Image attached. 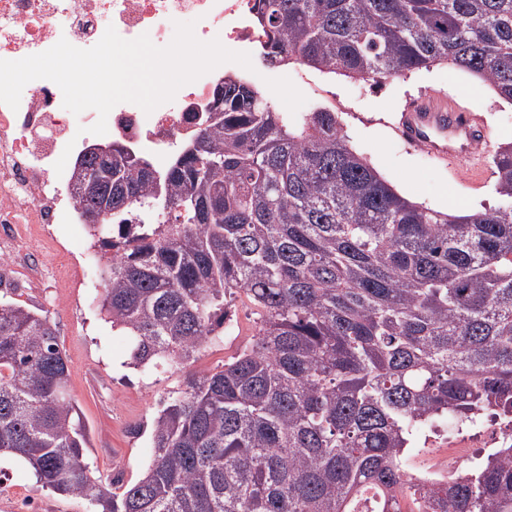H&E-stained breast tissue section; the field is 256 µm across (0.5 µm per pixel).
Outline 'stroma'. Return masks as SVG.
Masks as SVG:
<instances>
[{
  "instance_id": "35a3bbf8",
  "label": "stroma",
  "mask_w": 512,
  "mask_h": 512,
  "mask_svg": "<svg viewBox=\"0 0 512 512\" xmlns=\"http://www.w3.org/2000/svg\"><path fill=\"white\" fill-rule=\"evenodd\" d=\"M251 59L254 70L248 79L274 105L295 112L320 106L338 112L349 145L411 202L454 214L498 204L491 173L474 178L451 171L394 131L410 100L439 91L482 113L491 130L489 147L512 141V103L499 98L487 83L445 65L376 85L297 63L271 66L256 53ZM49 232L40 248L23 239L14 244L15 253L26 262L54 268L52 275L21 289V299L56 326L70 367V390L89 432L92 476L107 486L116 478L130 484L149 462L150 428L159 404L182 385L184 375L130 367L127 336L101 314V288L82 277L92 256L83 225L55 224ZM230 319L238 325L237 335L203 350L196 369L223 365L248 341L253 322L243 299L233 302ZM0 512H92V506L84 498L42 487L30 469L1 456Z\"/></svg>"
}]
</instances>
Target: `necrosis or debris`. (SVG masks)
Returning <instances> with one entry per match:
<instances>
[{"label":"necrosis or debris","instance_id":"1","mask_svg":"<svg viewBox=\"0 0 512 512\" xmlns=\"http://www.w3.org/2000/svg\"><path fill=\"white\" fill-rule=\"evenodd\" d=\"M250 0H0V59L18 60L67 39L79 48L94 46L107 27L127 40L148 35L168 45L179 22H194L196 37L219 39L244 52L258 45L261 32L251 23ZM242 77L243 69L225 63L181 87L174 100L144 113L137 105H116L107 119L109 138L123 142L151 169L169 167L195 133L224 76ZM96 111L75 115L62 106V92L51 81L28 83L18 109L0 104V286L14 287L9 246L35 237L38 227L73 224L78 218L70 172L56 173L63 151L79 157L90 139L87 126ZM512 443V428L493 420L431 439L440 451L428 472L447 477L474 457L475 448Z\"/></svg>","mask_w":512,"mask_h":512}]
</instances>
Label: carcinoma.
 <instances>
[{
	"label": "carcinoma",
	"instance_id": "cac0c4a2",
	"mask_svg": "<svg viewBox=\"0 0 512 512\" xmlns=\"http://www.w3.org/2000/svg\"><path fill=\"white\" fill-rule=\"evenodd\" d=\"M269 65L376 84L445 63L512 102V0H254ZM162 175L125 150L73 170L107 257L101 307L135 366L185 369L224 341L245 297L250 340L186 375L151 424V463L116 493L48 316L0 302V454L102 512H354L373 489L414 512H512V444L446 481L413 474L429 433L512 427V142L491 155L498 206L465 215L399 195L336 112H283L224 78Z\"/></svg>",
	"mask_w": 512,
	"mask_h": 512
}]
</instances>
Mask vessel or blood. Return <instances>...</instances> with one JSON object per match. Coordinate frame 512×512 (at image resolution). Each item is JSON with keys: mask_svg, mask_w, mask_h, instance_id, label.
<instances>
[{"mask_svg": "<svg viewBox=\"0 0 512 512\" xmlns=\"http://www.w3.org/2000/svg\"><path fill=\"white\" fill-rule=\"evenodd\" d=\"M405 142L416 144L450 165L482 173L480 153L488 129L480 113L460 100L432 93L406 106L395 127Z\"/></svg>", "mask_w": 512, "mask_h": 512, "instance_id": "b4317fda", "label": "vessel or blood"}]
</instances>
